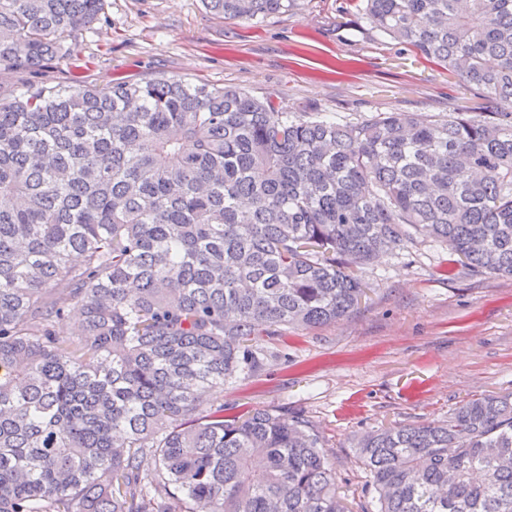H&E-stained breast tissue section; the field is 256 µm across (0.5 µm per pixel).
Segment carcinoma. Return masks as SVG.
Listing matches in <instances>:
<instances>
[{"mask_svg":"<svg viewBox=\"0 0 512 512\" xmlns=\"http://www.w3.org/2000/svg\"><path fill=\"white\" fill-rule=\"evenodd\" d=\"M101 7L0 0V73L68 61ZM355 8L495 109L339 124L163 75L0 94V512H348L307 419L204 395L261 370L256 336L359 309L417 234L512 277V0ZM355 448L376 512H512V395Z\"/></svg>","mask_w":512,"mask_h":512,"instance_id":"carcinoma-1","label":"carcinoma"}]
</instances>
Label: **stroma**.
<instances>
[{
	"label": "stroma",
	"instance_id": "1",
	"mask_svg": "<svg viewBox=\"0 0 512 512\" xmlns=\"http://www.w3.org/2000/svg\"><path fill=\"white\" fill-rule=\"evenodd\" d=\"M159 75L235 86L280 111L320 112L340 124L386 112L445 116L480 101L440 66L371 32L345 0H292L255 20L219 17L202 0H104L67 63L0 78V93ZM363 279L357 312L256 338L263 369L217 396L228 414L284 408L309 420L350 512L373 497L355 437L512 393V277L464 270L446 246L421 236L366 266Z\"/></svg>",
	"mask_w": 512,
	"mask_h": 512
}]
</instances>
